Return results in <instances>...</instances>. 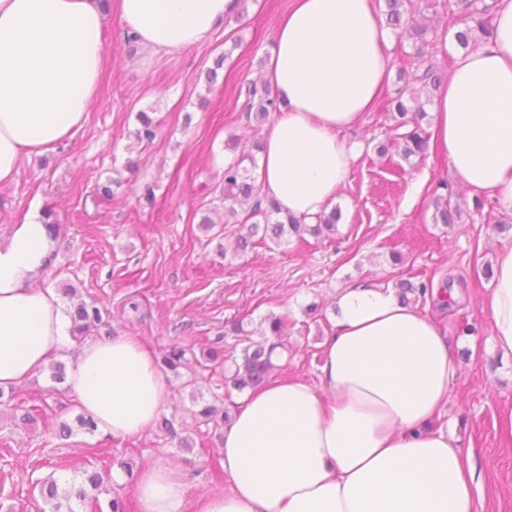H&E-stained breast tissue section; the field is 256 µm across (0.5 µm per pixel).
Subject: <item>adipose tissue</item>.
Returning <instances> with one entry per match:
<instances>
[{
	"label": "adipose tissue",
	"instance_id": "adipose-tissue-1",
	"mask_svg": "<svg viewBox=\"0 0 512 512\" xmlns=\"http://www.w3.org/2000/svg\"><path fill=\"white\" fill-rule=\"evenodd\" d=\"M239 0H0V185L23 157L81 127L106 62L108 16L149 53L207 41ZM393 71L377 0H295L277 26L265 77L280 110L259 155L263 194L316 223L356 158L337 133L360 123ZM433 138L458 181L512 214V0L493 33L459 55L431 101ZM54 262L41 211L0 236V387L42 372L74 345L71 319L40 280ZM486 298L493 340L512 355V246L496 250ZM77 346V345H74ZM67 385L115 437L148 432L171 397L132 336L77 346ZM460 374L439 324L377 284L336 298L317 382L270 381L237 403L224 430L229 491L190 503L165 462L134 483L140 512H479L470 453L442 412Z\"/></svg>",
	"mask_w": 512,
	"mask_h": 512
}]
</instances>
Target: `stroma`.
Instances as JSON below:
<instances>
[{
    "label": "stroma",
    "instance_id": "obj_1",
    "mask_svg": "<svg viewBox=\"0 0 512 512\" xmlns=\"http://www.w3.org/2000/svg\"><path fill=\"white\" fill-rule=\"evenodd\" d=\"M292 0H247L204 43L154 56L127 43L118 19L105 29L107 65L83 127L55 152L23 159L14 182L0 186V234L30 209L52 213L55 264L46 288H77L103 304L97 338L133 336L151 353L177 342L196 351L213 346L224 323L253 322L275 312L288 319L289 351L281 377L317 382L320 346L333 329L338 292L375 281L419 275L434 286L450 283L448 307L422 303L442 327L461 367L443 418L478 472L481 512H512V356L496 349L485 307L494 251L512 245V229L495 225L499 207L488 194H453L457 224L435 223L432 201L457 180L438 146L420 157L380 155L395 122L387 102L399 87L390 80L371 112L340 137L357 157L336 204L342 219L334 236L262 245L244 256L225 255L224 143L246 137L241 86L260 80L273 34ZM159 124L152 144L132 133L139 113ZM118 180L112 197L97 185ZM155 184L153 199L143 184ZM209 218L211 230L200 226ZM401 263H394L393 254ZM318 303L320 319L306 313ZM174 401L164 409L194 448L179 447L159 429L113 437L61 423L78 414L65 385L41 372L0 403V512H42L37 480L80 481L84 471L177 462L190 497L229 489L222 433L198 423L196 413L224 391V372L170 376Z\"/></svg>",
    "mask_w": 512,
    "mask_h": 512
}]
</instances>
